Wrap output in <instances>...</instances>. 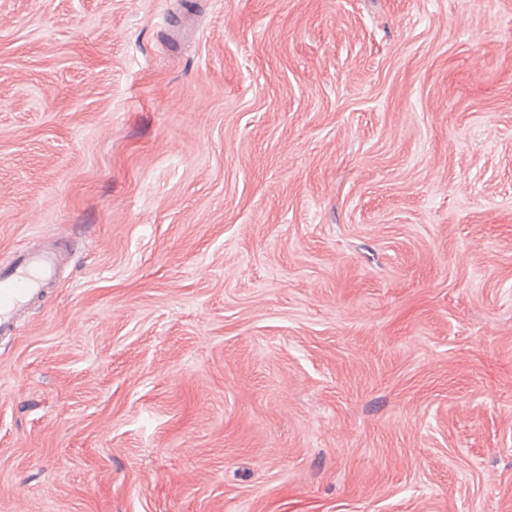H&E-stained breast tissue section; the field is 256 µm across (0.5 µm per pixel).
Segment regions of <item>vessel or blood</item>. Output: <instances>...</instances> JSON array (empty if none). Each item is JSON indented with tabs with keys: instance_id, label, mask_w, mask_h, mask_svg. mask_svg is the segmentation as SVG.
I'll use <instances>...</instances> for the list:
<instances>
[{
	"instance_id": "1",
	"label": "vessel or blood",
	"mask_w": 512,
	"mask_h": 512,
	"mask_svg": "<svg viewBox=\"0 0 512 512\" xmlns=\"http://www.w3.org/2000/svg\"><path fill=\"white\" fill-rule=\"evenodd\" d=\"M62 253L58 246L22 247L14 261L0 270V335H16L28 305L58 276Z\"/></svg>"
}]
</instances>
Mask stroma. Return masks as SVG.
Wrapping results in <instances>:
<instances>
[{
    "label": "stroma",
    "instance_id": "35a3bbf8",
    "mask_svg": "<svg viewBox=\"0 0 512 512\" xmlns=\"http://www.w3.org/2000/svg\"><path fill=\"white\" fill-rule=\"evenodd\" d=\"M0 512H512V0H0ZM0 271V337L15 336L22 314L58 276L62 253L54 244L39 249L22 247Z\"/></svg>",
    "mask_w": 512,
    "mask_h": 512
}]
</instances>
